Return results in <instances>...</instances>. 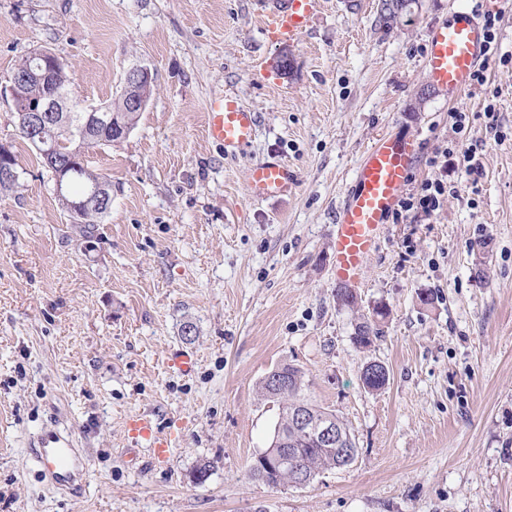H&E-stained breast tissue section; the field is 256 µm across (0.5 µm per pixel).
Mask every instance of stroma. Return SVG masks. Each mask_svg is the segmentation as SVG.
I'll list each match as a JSON object with an SVG mask.
<instances>
[{
  "mask_svg": "<svg viewBox=\"0 0 512 512\" xmlns=\"http://www.w3.org/2000/svg\"><path fill=\"white\" fill-rule=\"evenodd\" d=\"M378 3L312 0L311 29L284 46L254 0H0V86L36 48L67 62L87 108L118 98L131 68L153 74L129 135L88 156L112 180L89 244L0 97L19 176L0 194V512H512V67L490 58L483 90L431 85V27L483 16L480 0H419L389 28ZM227 92L259 118L241 154L205 133L209 100ZM387 131L419 149L402 197L434 179L455 191L432 216L388 219L348 307L338 212ZM272 155L296 187L251 197L249 170ZM378 307L380 335L360 348L355 325ZM176 352L190 372L169 368ZM371 361L389 372L378 392L360 379ZM283 364L358 448L305 487L249 473L279 415L259 385ZM138 414L171 437L165 465L130 444ZM49 430L73 435L80 492L31 460Z\"/></svg>",
  "mask_w": 512,
  "mask_h": 512,
  "instance_id": "obj_1",
  "label": "stroma"
}]
</instances>
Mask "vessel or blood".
I'll list each match as a JSON object with an SVG mask.
<instances>
[{"instance_id":"vessel-or-blood-1","label":"vessel or blood","mask_w":512,"mask_h":512,"mask_svg":"<svg viewBox=\"0 0 512 512\" xmlns=\"http://www.w3.org/2000/svg\"><path fill=\"white\" fill-rule=\"evenodd\" d=\"M271 40L294 43L312 25L311 0H274L272 8L260 17ZM486 54V35L482 24L472 19L435 26L431 32L424 64L427 79L438 87L461 93L468 89L472 75ZM258 116L244 108L236 95L227 93L207 104L206 134L223 144L230 153L243 152L256 133ZM417 158V147L405 136H381L359 162L354 187L339 211L334 274L337 282L357 283L363 278L368 258L375 251L389 215L399 201ZM296 174L280 159L254 165L248 174L250 196H284L296 186ZM127 433L148 442L155 464L170 457V437L154 431L147 416L127 422ZM33 456L45 476L56 486L67 487L82 476V458L70 436L57 432L38 436Z\"/></svg>"}]
</instances>
